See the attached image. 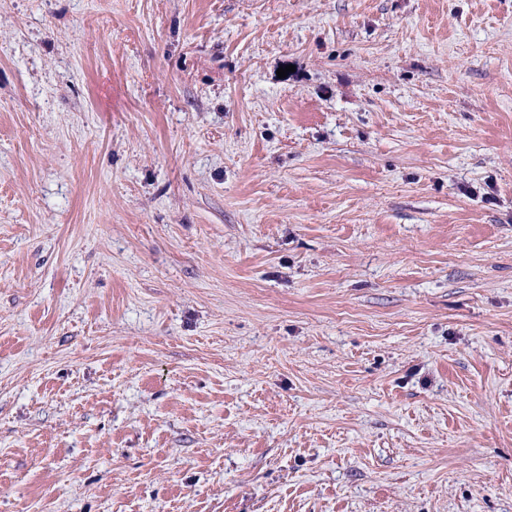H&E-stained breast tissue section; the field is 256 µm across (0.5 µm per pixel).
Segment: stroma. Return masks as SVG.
<instances>
[{
	"instance_id": "1",
	"label": "stroma",
	"mask_w": 512,
	"mask_h": 512,
	"mask_svg": "<svg viewBox=\"0 0 512 512\" xmlns=\"http://www.w3.org/2000/svg\"><path fill=\"white\" fill-rule=\"evenodd\" d=\"M0 512H512V0H0Z\"/></svg>"
}]
</instances>
